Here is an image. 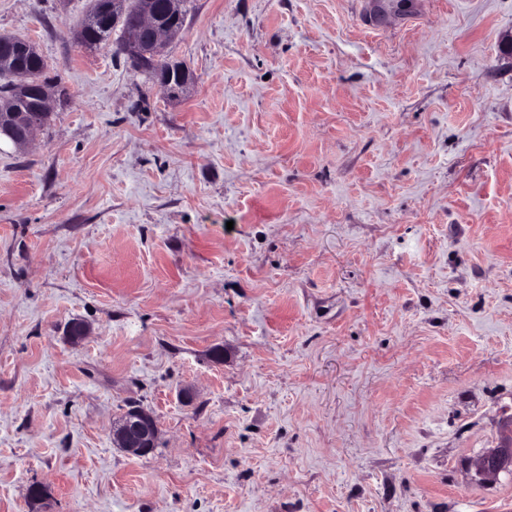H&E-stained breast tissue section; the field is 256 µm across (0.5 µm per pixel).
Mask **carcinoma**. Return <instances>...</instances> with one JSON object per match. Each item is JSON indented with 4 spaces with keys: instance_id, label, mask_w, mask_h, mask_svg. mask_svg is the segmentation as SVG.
Listing matches in <instances>:
<instances>
[{
    "instance_id": "1",
    "label": "carcinoma",
    "mask_w": 512,
    "mask_h": 512,
    "mask_svg": "<svg viewBox=\"0 0 512 512\" xmlns=\"http://www.w3.org/2000/svg\"><path fill=\"white\" fill-rule=\"evenodd\" d=\"M110 0H91L89 14H99L100 24L88 33L89 46H115V53H124L125 42L130 37L147 38V33L138 29L135 15L140 8V0H126L122 20L114 24L109 11ZM120 35L111 39L114 31ZM135 68L153 82L167 81L172 84L186 79H194L193 73L181 62L163 55L159 58L143 56L133 61ZM48 83H61L59 76L48 73L45 58L36 47L26 40L9 35H0V108L7 111L23 110L35 114L40 126L45 127L52 113L41 111L36 95L37 89Z\"/></svg>"
}]
</instances>
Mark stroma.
Masks as SVG:
<instances>
[{
    "label": "stroma",
    "instance_id": "35a3bbf8",
    "mask_svg": "<svg viewBox=\"0 0 512 512\" xmlns=\"http://www.w3.org/2000/svg\"><path fill=\"white\" fill-rule=\"evenodd\" d=\"M89 5L0 0L67 89L0 147V512H512V0H190L177 100ZM158 439V430L149 412L140 407L128 409L112 428L115 447L125 452L147 456L153 452ZM508 423L510 436L497 447L485 449L471 461L477 476L497 478L502 473L512 476V418Z\"/></svg>",
    "mask_w": 512,
    "mask_h": 512
}]
</instances>
